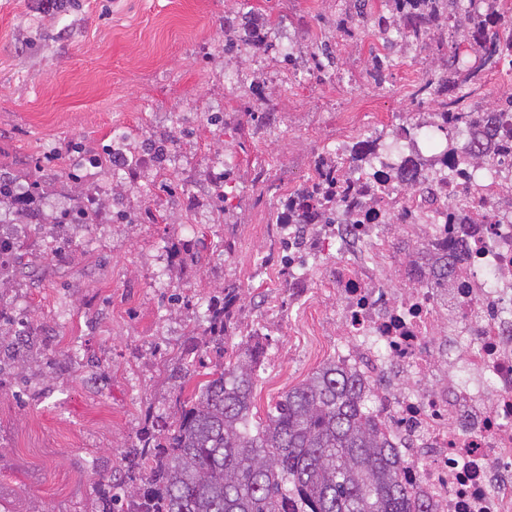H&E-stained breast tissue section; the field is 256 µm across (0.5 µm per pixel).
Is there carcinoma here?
I'll return each mask as SVG.
<instances>
[{"label": "carcinoma", "instance_id": "obj_1", "mask_svg": "<svg viewBox=\"0 0 512 512\" xmlns=\"http://www.w3.org/2000/svg\"><path fill=\"white\" fill-rule=\"evenodd\" d=\"M500 0H386L387 13L371 10V0H346L336 26L353 38L373 23L385 52L371 53L368 74L382 83L394 66L396 33L410 46L436 35L443 49V71L430 74L412 98L434 104L443 124L457 120L462 107L448 109L454 86L476 85L512 56V12ZM469 25L468 48L448 43L436 29L442 15ZM271 18L258 21L248 11L224 23V57L268 38ZM313 68L334 66L326 44L312 48ZM376 142L349 149L351 165L361 169ZM472 154L447 139L443 161L448 172L470 163ZM316 181L288 196L277 224L336 223V167L319 159ZM16 178L0 174V200L26 202ZM71 224H92L95 214L81 202L64 213ZM224 299L210 300L206 327L188 338L172 368L168 413L156 415L136 442L125 449L119 470L99 474L94 512H430L412 501L403 477L407 462L390 449L385 434L367 415L365 390L358 376L331 360L286 391L267 415L252 426V391L263 348L248 341L228 347L238 288L224 289ZM14 314L0 308V346L13 341ZM212 350L219 363L202 373L205 363L191 358Z\"/></svg>", "mask_w": 512, "mask_h": 512}]
</instances>
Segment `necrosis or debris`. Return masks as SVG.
<instances>
[{"mask_svg": "<svg viewBox=\"0 0 512 512\" xmlns=\"http://www.w3.org/2000/svg\"><path fill=\"white\" fill-rule=\"evenodd\" d=\"M446 133L466 143L474 127L401 114L395 149L372 167L418 162L429 188L407 193L391 180L371 194L345 149L376 138V120L345 123L336 167L348 194L336 209L357 223L316 226L309 241L299 225L278 230L290 250L311 252L289 287L305 295L319 271L322 292L335 295L333 357L368 385L375 422L408 462L407 483L432 512H512V224L499 221L512 215V152L488 154L476 177L452 181L432 149ZM465 198L474 206L453 208ZM452 214L464 234H449ZM453 252L447 287H435L438 259Z\"/></svg>", "mask_w": 512, "mask_h": 512, "instance_id": "4bbe7bcc", "label": "necrosis or debris"}]
</instances>
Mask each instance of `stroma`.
Listing matches in <instances>:
<instances>
[{"mask_svg": "<svg viewBox=\"0 0 512 512\" xmlns=\"http://www.w3.org/2000/svg\"><path fill=\"white\" fill-rule=\"evenodd\" d=\"M342 0H70L48 14L40 0H0V172L30 183L34 164L55 157L61 176L42 182L44 219L86 189L101 194L97 223L64 225L66 258L25 239L26 264L0 294L28 325L52 332L60 358L51 381L23 387L11 377L0 400V512H88L98 471L118 466L149 415L167 405L170 369L200 335L201 300L240 288L236 331L267 322L266 365L254 389V419L330 358L319 319L333 295L295 303L283 283L270 223L304 184L317 158L333 155L336 127L375 112L416 111L411 93L441 59L432 48L394 47L382 85L366 73L372 29L346 41L332 26ZM280 15L268 39L297 50L330 41L335 68L274 65L263 46L224 56V22L250 7ZM269 109L270 124L242 131L212 116ZM173 135L164 165L145 143ZM140 154L136 172L103 164L119 138ZM234 169L237 198L219 221L208 188ZM187 193L174 196L173 185ZM124 219H117V212ZM235 242L225 252L222 240ZM208 244L200 268L182 259ZM77 362H65L71 348Z\"/></svg>", "mask_w": 512, "mask_h": 512, "instance_id": "obj_1", "label": "stroma"}]
</instances>
